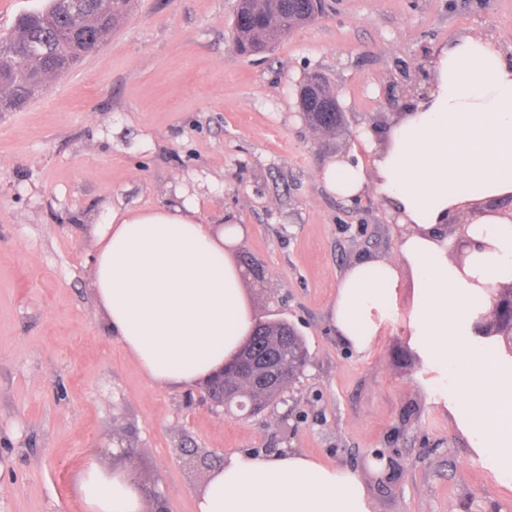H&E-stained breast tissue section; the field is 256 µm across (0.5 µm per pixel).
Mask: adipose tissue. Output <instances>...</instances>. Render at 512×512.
<instances>
[{"label":"adipose tissue","mask_w":512,"mask_h":512,"mask_svg":"<svg viewBox=\"0 0 512 512\" xmlns=\"http://www.w3.org/2000/svg\"><path fill=\"white\" fill-rule=\"evenodd\" d=\"M429 88L410 98L382 133L361 134L371 163L339 155L319 179L351 200L373 188L391 203L402 231L393 259L352 263L340 278L329 316L343 344L368 353L397 318L408 345L433 373L444 408L473 450L512 484V353L475 326L496 288L512 285V58L468 35L439 46ZM462 227L463 260L452 259L447 227ZM89 287L111 339L145 378L166 389L206 381L250 336L255 314L229 255L245 229L214 231L195 207L115 210L94 230ZM410 281H403L402 270ZM88 512H143L131 473L90 467L82 487ZM195 512H372L361 477L306 454L225 455L195 500Z\"/></svg>","instance_id":"1"}]
</instances>
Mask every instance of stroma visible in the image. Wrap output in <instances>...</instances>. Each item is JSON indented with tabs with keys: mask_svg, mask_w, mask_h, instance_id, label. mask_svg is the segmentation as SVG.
<instances>
[{
	"mask_svg": "<svg viewBox=\"0 0 512 512\" xmlns=\"http://www.w3.org/2000/svg\"><path fill=\"white\" fill-rule=\"evenodd\" d=\"M133 3L95 54L0 112V512H87L92 464L195 512L212 472L183 467L185 448L216 465L230 450L302 452L358 472L373 512H512V488L441 409L403 323L363 357L340 342L328 311L342 273L396 257L399 230L373 191L350 203L318 178L333 156H364L388 85L419 93L440 44L475 34L511 49L512 0H329L260 56L232 47L235 0ZM313 72L345 114L319 141L298 100ZM184 202L245 227L232 257L256 318L287 319L309 349L283 400L251 417L151 385L94 317L91 226ZM116 431L135 459L111 453Z\"/></svg>",
	"mask_w": 512,
	"mask_h": 512,
	"instance_id": "stroma-1",
	"label": "stroma"
}]
</instances>
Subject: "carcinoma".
<instances>
[{"label": "carcinoma", "instance_id": "carcinoma-1", "mask_svg": "<svg viewBox=\"0 0 512 512\" xmlns=\"http://www.w3.org/2000/svg\"><path fill=\"white\" fill-rule=\"evenodd\" d=\"M80 25L73 34V0H45L36 11L19 15L12 31L0 37V112L16 111L44 92L51 76H61L96 51L125 21L130 0H82ZM313 14L310 0L288 11L284 0H238L234 40L242 54L262 45L273 47Z\"/></svg>", "mask_w": 512, "mask_h": 512}]
</instances>
